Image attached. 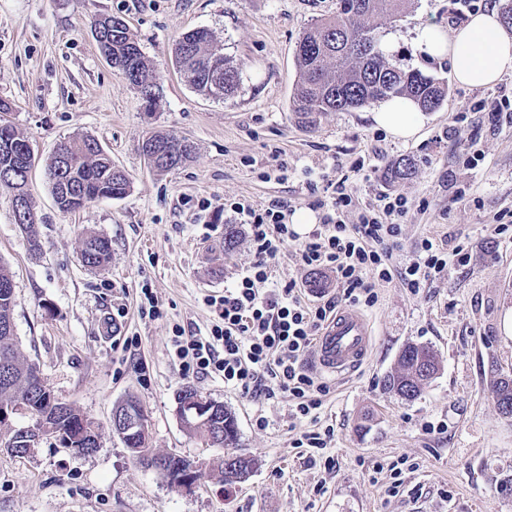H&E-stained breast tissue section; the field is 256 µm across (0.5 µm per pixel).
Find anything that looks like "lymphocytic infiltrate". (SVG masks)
<instances>
[{"instance_id":"lymphocytic-infiltrate-1","label":"lymphocytic infiltrate","mask_w":512,"mask_h":512,"mask_svg":"<svg viewBox=\"0 0 512 512\" xmlns=\"http://www.w3.org/2000/svg\"><path fill=\"white\" fill-rule=\"evenodd\" d=\"M356 205L354 190L338 182L331 186L330 202L306 238H299L289 218L287 202L257 203L248 198L224 203V218L246 227L253 260L234 287L206 296L217 321L204 336L175 327L169 353L185 377L222 374L225 385L243 395L271 399L285 394L295 419L314 416L330 392L305 357L335 310V298L308 302L296 279L277 284L273 265L288 244H295L297 263L307 271L333 273L341 299L353 305L374 306L377 284L400 279L418 293L429 278L441 275L449 259H470L463 247L447 250L422 240L415 257L394 266L389 250L402 234L410 211L400 193L380 195L376 207L360 213L357 223L345 220Z\"/></svg>"}]
</instances>
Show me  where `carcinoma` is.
Wrapping results in <instances>:
<instances>
[{
	"label": "carcinoma",
	"mask_w": 512,
	"mask_h": 512,
	"mask_svg": "<svg viewBox=\"0 0 512 512\" xmlns=\"http://www.w3.org/2000/svg\"><path fill=\"white\" fill-rule=\"evenodd\" d=\"M406 0H336V15L316 21L299 39L295 50L299 80L291 101V112L299 124L314 128L318 118L328 112L361 109L393 96L415 101L425 111L439 109L447 96V87L439 80L415 69L390 64L379 48L381 31L375 19L388 17L398 21ZM94 39L101 55L142 100L145 114L151 116L159 104V92L150 66L127 23L118 17L94 15L90 19ZM172 63L181 78L197 93L225 99L235 95L241 84V71L224 56L211 30L198 27L181 34L172 49ZM149 168L166 173L193 158L195 147L185 139L161 131H151L140 147ZM38 163L28 139L6 119H0V174L16 173L13 182L0 180V189L12 197L30 196L29 177ZM415 163L410 158L392 161L386 176L392 182L412 177ZM45 174L59 211L72 213L102 197L121 198L130 188L123 170L91 136L64 139L45 162ZM15 223L26 234L30 249L41 251L36 231L39 217L32 203L18 212ZM242 231L237 224L224 225V254L235 253L242 245ZM80 254L91 268L106 266L112 251L109 240L89 232L79 239ZM14 285L10 271L0 264V404L21 403L33 421L49 423L62 430L69 440L65 448L76 455H88V449L100 448L98 426L74 407L62 403L52 406L34 391L33 380L39 368L21 352L14 333ZM437 353L430 347L405 344L399 351L394 369L384 380L385 389L401 398L417 399L439 371ZM500 414L512 418V376L500 373L490 383ZM127 407L142 412L143 422L137 438L125 448L139 457L152 451L147 429L148 415L141 403L129 398ZM188 432L207 445L217 433L224 435L223 447L237 443V420L224 408L208 422L196 425L182 421ZM252 461L234 454L224 456L212 476L224 483V469L244 474Z\"/></svg>",
	"instance_id": "cac0c4a2"
}]
</instances>
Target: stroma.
I'll list each match as a JSON object with an SVG mask.
<instances>
[{"label": "stroma", "instance_id": "1", "mask_svg": "<svg viewBox=\"0 0 512 512\" xmlns=\"http://www.w3.org/2000/svg\"><path fill=\"white\" fill-rule=\"evenodd\" d=\"M452 0H408L400 20L384 22L381 48L396 66L443 81L448 95L415 138L377 127L372 107L323 116L315 130L290 110L298 81L295 47L336 0H0V99L10 122L39 157L59 141L90 135L130 178L121 198H103L60 212L42 168L29 179L42 250L30 252L14 221L11 195L0 189V262L14 283V328L24 355L55 395L92 418L98 450L78 456L51 441L18 458L0 427V512H512V419L490 391L496 372L512 373V338L502 322L512 310V229L494 219L512 210V111L489 119L478 102L512 97V71L490 87L458 84L445 60L425 57L415 29L437 24L453 32ZM96 14L124 19L148 60L161 103L145 117L137 93L102 57L90 31ZM206 27L241 69L234 97L211 99L192 90L171 63L185 31ZM466 113L457 121V113ZM194 143L180 168L151 172L139 152L148 129ZM481 153L471 165L473 153ZM409 157L415 175L384 178L388 164ZM286 163L287 178L262 172ZM348 181L358 209L391 190L411 210L392 262L411 259L422 239L463 247L467 264L449 261L440 278L412 294L400 281L377 285L366 316L373 328L363 364L343 377L325 372L330 393L318 421L294 422L288 400H254L212 374L185 378L166 343L174 327L210 328L205 295L234 287L252 261L248 245L220 252L224 202L249 197L287 201L294 210L327 200L328 182ZM111 242L112 261L85 265L81 234ZM157 302L141 316L144 291ZM115 318L112 338L99 336L103 315ZM433 348L441 369L412 401L385 391L383 381L406 343ZM194 386L231 409L238 423L237 454L253 459L246 481L222 486L202 477L193 491L170 485L138 465L112 432L114 408L138 398L149 421L150 445L204 465L224 456L188 433L177 414V393ZM266 427H258L257 419ZM331 427L326 474L299 458L296 431ZM406 460L397 496L390 463Z\"/></svg>", "mask_w": 512, "mask_h": 512}]
</instances>
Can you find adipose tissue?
<instances>
[{
    "instance_id": "ef3b65f1",
    "label": "adipose tissue",
    "mask_w": 512,
    "mask_h": 512,
    "mask_svg": "<svg viewBox=\"0 0 512 512\" xmlns=\"http://www.w3.org/2000/svg\"><path fill=\"white\" fill-rule=\"evenodd\" d=\"M415 42L423 54L448 59L455 80L467 86H492L504 72L512 70V34L505 30L493 10L472 16L450 34L434 25L420 26ZM373 119L404 140L413 138L424 124L423 112L406 98L383 101Z\"/></svg>"
}]
</instances>
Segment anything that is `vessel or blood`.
<instances>
[{
	"mask_svg": "<svg viewBox=\"0 0 512 512\" xmlns=\"http://www.w3.org/2000/svg\"><path fill=\"white\" fill-rule=\"evenodd\" d=\"M371 336L370 323L363 315L340 311L323 328L314 360L322 369L338 374L355 368L367 355Z\"/></svg>",
	"mask_w": 512,
	"mask_h": 512,
	"instance_id": "obj_1",
	"label": "vessel or blood"
}]
</instances>
